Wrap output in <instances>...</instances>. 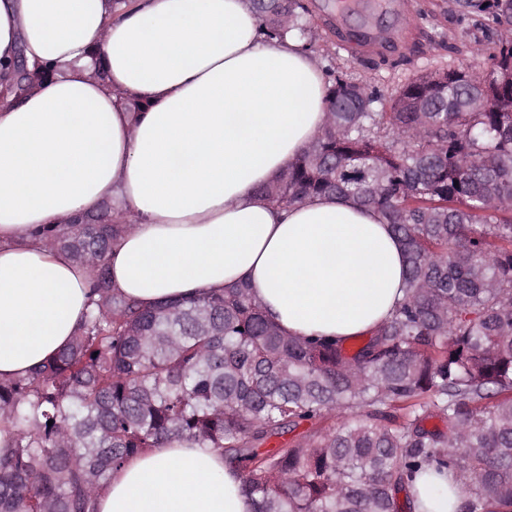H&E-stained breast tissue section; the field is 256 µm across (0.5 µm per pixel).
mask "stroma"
<instances>
[{
	"label": "stroma",
	"mask_w": 512,
	"mask_h": 512,
	"mask_svg": "<svg viewBox=\"0 0 512 512\" xmlns=\"http://www.w3.org/2000/svg\"><path fill=\"white\" fill-rule=\"evenodd\" d=\"M356 2L340 16L332 0H306L314 54L324 67L385 93L438 69H486L470 49L488 33L460 21L453 0H394V8L383 11L374 9V0Z\"/></svg>",
	"instance_id": "obj_1"
}]
</instances>
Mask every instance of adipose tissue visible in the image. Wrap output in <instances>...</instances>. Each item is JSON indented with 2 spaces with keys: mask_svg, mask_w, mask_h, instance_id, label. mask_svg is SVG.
<instances>
[{
  "mask_svg": "<svg viewBox=\"0 0 512 512\" xmlns=\"http://www.w3.org/2000/svg\"><path fill=\"white\" fill-rule=\"evenodd\" d=\"M24 50L53 79L0 105V378L66 345L89 270L35 239L120 195L129 230L113 288L145 304L247 282L286 332L362 336L403 297L388 225L341 198L278 209L257 192L326 120L327 80L302 43L270 40L250 0H0V60ZM104 60L99 78L93 54ZM148 105L132 116L122 96ZM415 512H458L455 474H422ZM98 512H252L235 472L174 442L113 472Z\"/></svg>",
  "mask_w": 512,
  "mask_h": 512,
  "instance_id": "obj_1",
  "label": "adipose tissue"
}]
</instances>
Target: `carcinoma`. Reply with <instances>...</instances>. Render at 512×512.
I'll return each mask as SVG.
<instances>
[{
    "label": "carcinoma",
    "mask_w": 512,
    "mask_h": 512,
    "mask_svg": "<svg viewBox=\"0 0 512 512\" xmlns=\"http://www.w3.org/2000/svg\"><path fill=\"white\" fill-rule=\"evenodd\" d=\"M251 2L268 38H306L305 0ZM454 5L497 32L472 49L483 74L429 72L387 96L330 73L320 134L259 188L277 207L338 196L377 213L406 267L390 318L350 345L286 334L242 282L144 305L110 283L130 229L118 209L44 224L90 268L95 299L53 357L0 378V424L15 430L0 512H97L114 471L172 442L219 451L253 512H413L399 494L427 468L456 474L462 512H512V0ZM55 74L19 54L0 101ZM326 419L339 426L261 449Z\"/></svg>",
    "instance_id": "carcinoma-1"
}]
</instances>
